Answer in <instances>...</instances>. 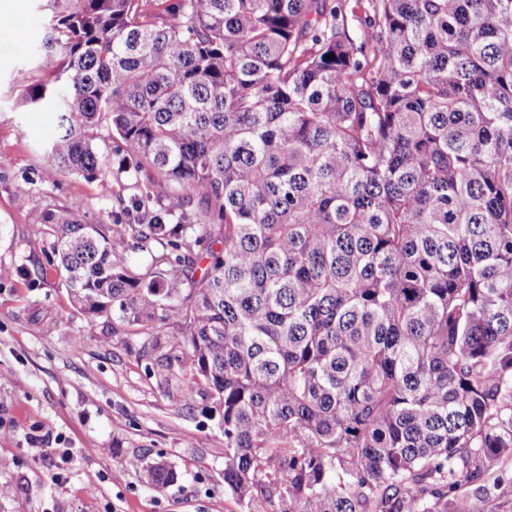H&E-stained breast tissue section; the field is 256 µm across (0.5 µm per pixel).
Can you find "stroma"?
Returning a JSON list of instances; mask_svg holds the SVG:
<instances>
[{
	"label": "stroma",
	"instance_id": "obj_1",
	"mask_svg": "<svg viewBox=\"0 0 512 512\" xmlns=\"http://www.w3.org/2000/svg\"><path fill=\"white\" fill-rule=\"evenodd\" d=\"M9 17L0 28V265L36 262L48 272L33 283L0 280V512H243L224 493L219 416L200 401L181 408L148 375L139 337L78 311L48 267L44 227L31 220L47 197L83 196L91 223L112 222L119 205L111 183L70 174L48 195H15V181L39 178V148L56 122L52 110L17 105L20 72L39 49L46 15L37 0H15ZM47 425L72 450L59 481L31 442ZM157 459L178 473L162 488L143 480ZM91 475L98 482L90 492Z\"/></svg>",
	"mask_w": 512,
	"mask_h": 512
}]
</instances>
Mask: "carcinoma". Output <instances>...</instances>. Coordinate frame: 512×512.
I'll use <instances>...</instances> for the list:
<instances>
[{"label":"carcinoma","mask_w":512,"mask_h":512,"mask_svg":"<svg viewBox=\"0 0 512 512\" xmlns=\"http://www.w3.org/2000/svg\"><path fill=\"white\" fill-rule=\"evenodd\" d=\"M75 307L221 416L246 512H512V0H43ZM209 259L203 274L199 261ZM175 469L153 461L145 482Z\"/></svg>","instance_id":"obj_1"}]
</instances>
